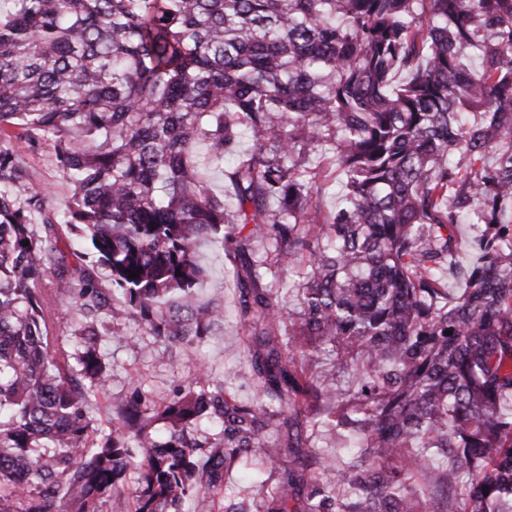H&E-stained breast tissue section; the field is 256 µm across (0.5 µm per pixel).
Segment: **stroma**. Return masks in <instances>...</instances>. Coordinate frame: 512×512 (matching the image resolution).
Masks as SVG:
<instances>
[{
	"mask_svg": "<svg viewBox=\"0 0 512 512\" xmlns=\"http://www.w3.org/2000/svg\"><path fill=\"white\" fill-rule=\"evenodd\" d=\"M26 178L41 192V209L32 211L35 224L52 223L59 227V246L70 274L97 268V256L82 232L64 226V206L70 199L73 186L63 174L53 148L46 143L26 148L22 154ZM199 264L205 276L197 290L202 305L218 306L224 310L222 322L211 325L201 342L182 341L167 346L146 334L129 315L123 299L111 303V314L97 324V347L108 376L106 395L94 401V425L109 431L117 420L112 401L140 392L145 404L161 406L177 393L187 392L200 369H208L218 379L234 377L242 396H249V367L242 361V352L249 342V331L243 327L236 312L235 271L239 266L234 254L213 239L201 240L197 249ZM98 270L104 291H111L109 272ZM47 301L59 315L55 335L59 343L76 348L80 342L77 328L80 315L68 309L65 299L55 286L54 279L41 283Z\"/></svg>",
	"mask_w": 512,
	"mask_h": 512,
	"instance_id": "35a3bbf8",
	"label": "stroma"
}]
</instances>
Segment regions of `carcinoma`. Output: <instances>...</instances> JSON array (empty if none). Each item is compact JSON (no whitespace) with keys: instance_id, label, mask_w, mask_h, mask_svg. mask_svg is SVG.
Returning a JSON list of instances; mask_svg holds the SVG:
<instances>
[{"instance_id":"carcinoma-1","label":"carcinoma","mask_w":512,"mask_h":512,"mask_svg":"<svg viewBox=\"0 0 512 512\" xmlns=\"http://www.w3.org/2000/svg\"><path fill=\"white\" fill-rule=\"evenodd\" d=\"M17 138L52 142L73 186L66 224L150 335L181 341L223 316L193 306L196 249L233 246L251 400L203 371L164 405L165 440L137 392L94 436L97 333L85 326L78 351L51 341L41 280L86 318L109 302L94 270L68 274L53 225L28 224L43 199ZM204 165L223 171L222 194ZM249 224L261 239L241 235ZM458 224L485 225L463 267ZM299 266L288 331L272 285ZM444 266L462 283L451 299ZM349 364L360 384L338 394ZM202 419L224 440L200 463ZM340 427L357 449L343 467L299 453L305 431ZM243 462L274 482L225 512H512V0L0 12V512H102L106 496L111 512H170L188 495L208 512ZM135 465L131 501L119 485Z\"/></svg>"}]
</instances>
